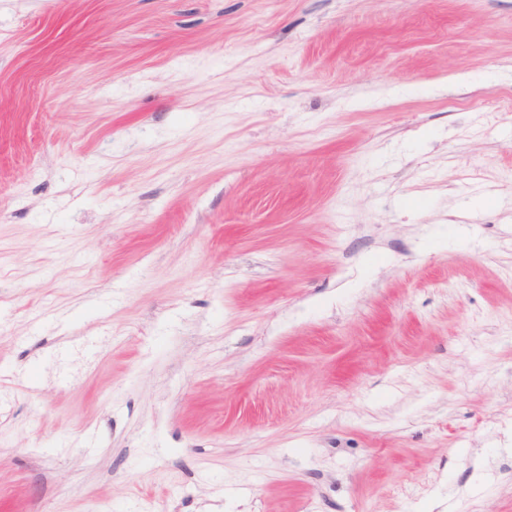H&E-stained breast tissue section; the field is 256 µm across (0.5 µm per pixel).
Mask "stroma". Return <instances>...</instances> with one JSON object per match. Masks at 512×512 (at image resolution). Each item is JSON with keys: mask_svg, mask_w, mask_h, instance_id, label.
<instances>
[{"mask_svg": "<svg viewBox=\"0 0 512 512\" xmlns=\"http://www.w3.org/2000/svg\"><path fill=\"white\" fill-rule=\"evenodd\" d=\"M0 512H512V0H0Z\"/></svg>", "mask_w": 512, "mask_h": 512, "instance_id": "1", "label": "stroma"}]
</instances>
